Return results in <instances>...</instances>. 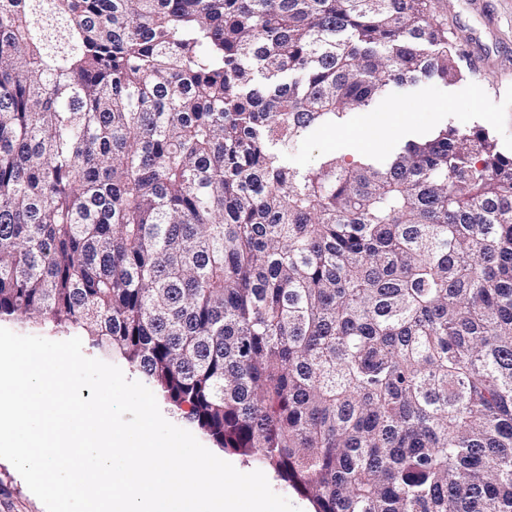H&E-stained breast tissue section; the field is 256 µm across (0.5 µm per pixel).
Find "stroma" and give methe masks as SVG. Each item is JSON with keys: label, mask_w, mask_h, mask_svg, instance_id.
Instances as JSON below:
<instances>
[{"label": "stroma", "mask_w": 512, "mask_h": 512, "mask_svg": "<svg viewBox=\"0 0 512 512\" xmlns=\"http://www.w3.org/2000/svg\"><path fill=\"white\" fill-rule=\"evenodd\" d=\"M432 0V9L460 41L469 42L490 62L483 73H469L443 86L421 82L391 87L375 111L350 113L334 131L306 132L298 149L289 155L292 165L316 166L327 155L359 160L386 151V144L372 138L371 122L396 114L402 117L408 139L427 135L437 127H480L495 139L500 151L512 155V72L499 61L512 52V0ZM0 512H46L17 470L0 459Z\"/></svg>", "instance_id": "obj_1"}]
</instances>
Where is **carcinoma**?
Masks as SVG:
<instances>
[{
    "label": "carcinoma",
    "mask_w": 512,
    "mask_h": 512,
    "mask_svg": "<svg viewBox=\"0 0 512 512\" xmlns=\"http://www.w3.org/2000/svg\"><path fill=\"white\" fill-rule=\"evenodd\" d=\"M431 0H0V318L121 355L314 512H512V156L288 163L464 76Z\"/></svg>",
    "instance_id": "cac0c4a2"
}]
</instances>
